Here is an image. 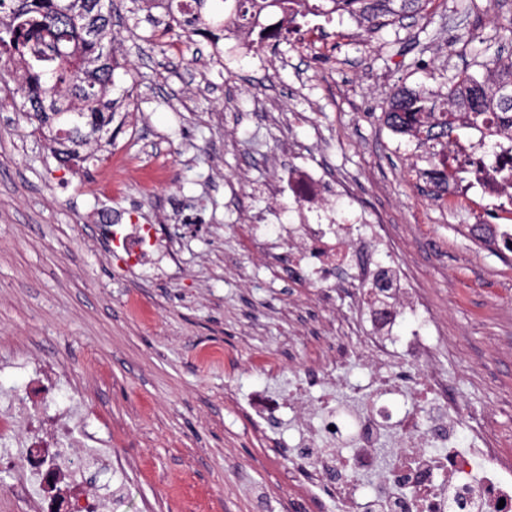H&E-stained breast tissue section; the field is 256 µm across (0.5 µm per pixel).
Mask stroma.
<instances>
[{
    "mask_svg": "<svg viewBox=\"0 0 512 512\" xmlns=\"http://www.w3.org/2000/svg\"><path fill=\"white\" fill-rule=\"evenodd\" d=\"M168 23L120 0L112 140L81 167L60 163L21 111L16 74L0 73V384L27 385L31 359L68 367L85 430L125 464L122 512H308L288 484L291 431L269 447L228 396L302 377L339 319L370 325L249 249L251 225L305 218L266 193L288 142L296 161L350 182L341 207L388 226L440 325L450 393L512 449V253L471 230L512 214L476 190L428 196L431 154L383 122L398 88L441 98L474 62L512 55V0H430L366 41L348 15L309 16L259 52ZM104 212L185 226L178 262L132 265ZM280 354L278 375L257 368Z\"/></svg>",
    "mask_w": 512,
    "mask_h": 512,
    "instance_id": "35a3bbf8",
    "label": "stroma"
}]
</instances>
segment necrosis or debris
<instances>
[{
  "instance_id": "necrosis-or-debris-1",
  "label": "necrosis or debris",
  "mask_w": 512,
  "mask_h": 512,
  "mask_svg": "<svg viewBox=\"0 0 512 512\" xmlns=\"http://www.w3.org/2000/svg\"><path fill=\"white\" fill-rule=\"evenodd\" d=\"M446 153L471 166L461 192L476 187L493 199L512 197V128L499 130L492 150L470 139L449 144ZM270 191L287 192L296 208L312 214L290 229L294 241L278 257L282 276L343 293L367 311L374 330L363 333L356 321L342 319L324 363L308 366L307 379L287 389L247 398L245 411L262 427L280 422L283 408L293 409L296 444L288 466L310 490L325 492L335 512H512V453L497 448L475 415L449 398L448 377L435 368V346L409 337L402 364L393 363L389 331L405 312L428 329L436 321L407 268L380 254L384 227L362 224L356 210L330 207L328 183L313 166L278 172ZM357 223L362 231L351 233ZM354 360L372 368L363 387L330 390L310 403L311 384L332 387L337 369ZM44 371L36 361L27 366L46 402H32L26 387H0V473L23 467L8 491L31 512H103L88 486L111 470L112 460L73 422L78 400L66 392L68 370L50 379ZM428 412L435 420L425 428L421 419ZM79 444L87 448L81 460L69 452ZM74 478L82 489L43 510L42 486Z\"/></svg>"
}]
</instances>
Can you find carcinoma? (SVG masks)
Returning <instances> with one entry per match:
<instances>
[{
  "label": "carcinoma",
  "mask_w": 512,
  "mask_h": 512,
  "mask_svg": "<svg viewBox=\"0 0 512 512\" xmlns=\"http://www.w3.org/2000/svg\"><path fill=\"white\" fill-rule=\"evenodd\" d=\"M428 0H158L175 18L178 36L221 39L226 23L255 36L251 47L270 46L277 34L262 22L272 7L280 22L293 24L306 13L327 20L347 13L369 35L404 15H418ZM99 0H0V70L19 72L23 111L30 124L48 133L63 163L87 161V146L100 141L112 124V86L120 63L112 54V13ZM482 72H465L449 87L441 104L425 89H401L386 112L392 131L428 146L460 139L459 131L491 137L499 119L512 123V58L480 63ZM457 162L445 159L429 176L434 190L463 179Z\"/></svg>",
  "instance_id": "obj_1"
}]
</instances>
